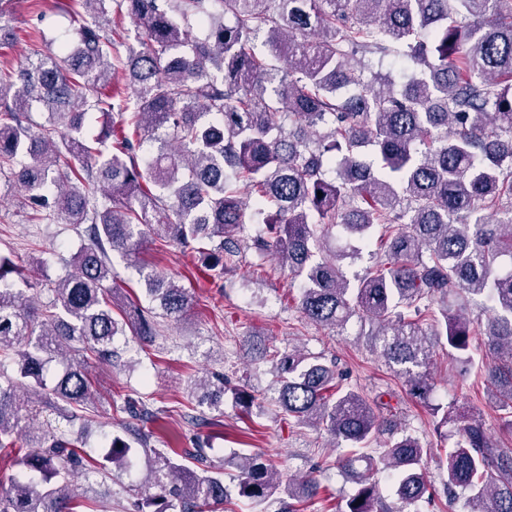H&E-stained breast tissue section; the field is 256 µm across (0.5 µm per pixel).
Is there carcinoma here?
<instances>
[{"mask_svg":"<svg viewBox=\"0 0 512 512\" xmlns=\"http://www.w3.org/2000/svg\"><path fill=\"white\" fill-rule=\"evenodd\" d=\"M88 18L77 43L53 52L43 30L29 39L30 63L0 66V173H14L34 223L82 229L88 243L34 305L7 282L22 269L0 258V448L25 431L23 471L0 494V512H76L105 466L79 438L57 432L45 410L71 421L93 391L87 362L112 361L115 337L142 343L157 316L182 320L190 291L139 270L160 312L135 302L112 315V260L134 259L145 235L232 271L240 242L278 258L300 278L303 317L342 330L368 324L374 351L396 367L409 395L426 404L433 430L455 440L436 458L448 505L512 512V448L456 404L431 403L430 364L440 343L461 371L489 383L501 428L512 434V0H70ZM142 31V49L121 52L108 12ZM408 68L400 88L375 66ZM131 92H125L121 81ZM37 103L47 124L33 129ZM91 113L121 117L119 130L87 138ZM65 132L57 134V127ZM150 142L151 155L136 150ZM322 195H317V192ZM259 224L255 234L248 225ZM341 225L360 246H332ZM371 264L350 279L372 237ZM480 298L485 321L468 314ZM488 337L492 362L475 364L469 336ZM272 399L297 425L326 431L353 451L336 466L358 485L339 512H393L374 474L386 470L397 500L432 504V457L419 436L380 416L345 382L334 359L302 350L270 352ZM66 362L49 387L45 367ZM218 404L246 389L224 379L194 383ZM377 446L375 454L363 449ZM130 448L112 439L106 462L128 468ZM196 467L160 454L133 512H202L224 504V479L198 449ZM238 493L254 506L278 489V471L237 455ZM160 492L154 493L152 489ZM313 473L288 480L280 512L314 496Z\"/></svg>","mask_w":512,"mask_h":512,"instance_id":"cac0c4a2","label":"carcinoma"}]
</instances>
